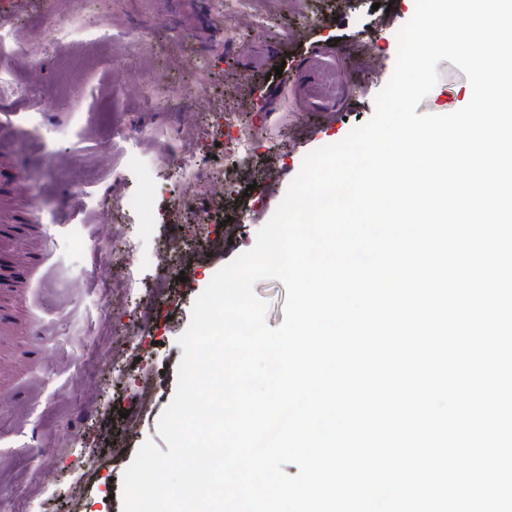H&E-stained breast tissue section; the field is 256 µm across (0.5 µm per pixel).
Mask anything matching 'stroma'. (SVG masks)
Wrapping results in <instances>:
<instances>
[{"label":"stroma","instance_id":"35a3bbf8","mask_svg":"<svg viewBox=\"0 0 512 512\" xmlns=\"http://www.w3.org/2000/svg\"><path fill=\"white\" fill-rule=\"evenodd\" d=\"M216 8L215 0H114L104 15L95 0H0V225L12 232L0 239V308L16 322L0 334V512H123L122 478L136 451L164 443L157 425L176 393L178 339L195 299L255 246L304 156L373 117L415 0H279L263 26L238 19L232 40ZM50 15L74 39L99 37L90 64L70 65L50 34L25 54L12 51L17 34ZM188 48L201 58L193 73L180 66ZM147 63L161 78L155 109L144 103ZM437 71L418 113L448 114L471 98L459 68L444 60ZM189 82L204 86L210 111L179 97ZM228 111L251 135L248 156L227 157L217 145ZM168 139L197 152L222 200L172 176ZM199 204L215 208L205 230L194 222ZM113 224L132 251L114 246ZM204 233L211 244L198 257ZM130 269L138 288L101 314ZM164 275L172 287L159 296ZM87 322L96 326L89 346ZM103 353L112 366L102 375ZM78 357L85 371L71 384L67 364ZM146 383L154 397L143 408Z\"/></svg>","mask_w":512,"mask_h":512}]
</instances>
